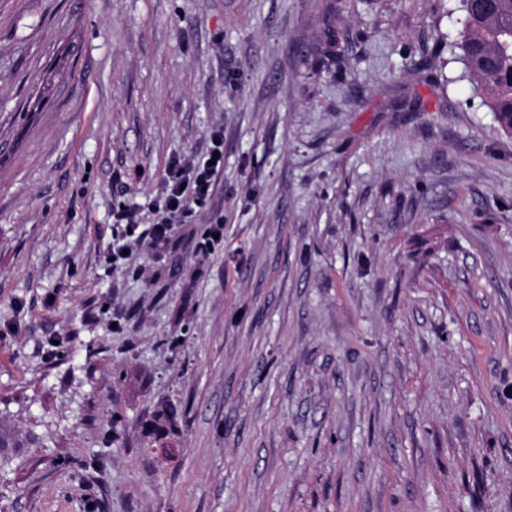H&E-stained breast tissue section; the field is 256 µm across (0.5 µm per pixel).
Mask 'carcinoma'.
Listing matches in <instances>:
<instances>
[{
	"mask_svg": "<svg viewBox=\"0 0 512 512\" xmlns=\"http://www.w3.org/2000/svg\"><path fill=\"white\" fill-rule=\"evenodd\" d=\"M464 24L457 34L468 77L482 92L484 104L501 130L512 135V0H459ZM174 431L171 414L162 409L151 423L159 441Z\"/></svg>",
	"mask_w": 512,
	"mask_h": 512,
	"instance_id": "obj_1",
	"label": "carcinoma"
}]
</instances>
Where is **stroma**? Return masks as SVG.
I'll return each instance as SVG.
<instances>
[{"label": "stroma", "instance_id": "1", "mask_svg": "<svg viewBox=\"0 0 512 512\" xmlns=\"http://www.w3.org/2000/svg\"><path fill=\"white\" fill-rule=\"evenodd\" d=\"M462 25L0 0V512H512V136ZM217 130L195 222L112 263ZM214 236H218V239H214ZM203 242L199 245L205 253L214 252L217 248L223 249L224 247V219L216 218L210 224L205 225L204 232L202 234Z\"/></svg>", "mask_w": 512, "mask_h": 512}]
</instances>
